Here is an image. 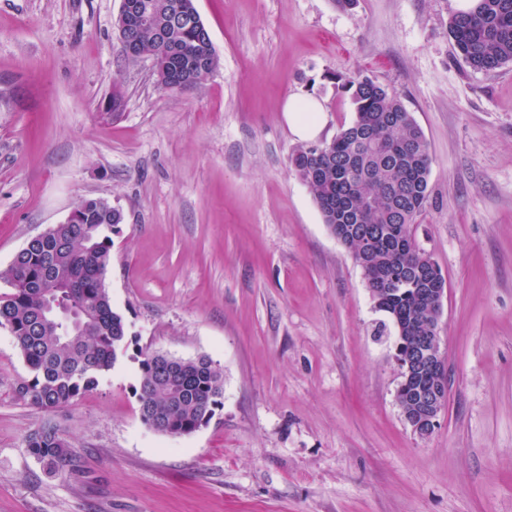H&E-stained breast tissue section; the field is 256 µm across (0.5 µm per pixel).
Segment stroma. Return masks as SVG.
Listing matches in <instances>:
<instances>
[{"mask_svg":"<svg viewBox=\"0 0 512 512\" xmlns=\"http://www.w3.org/2000/svg\"><path fill=\"white\" fill-rule=\"evenodd\" d=\"M121 4L0 0V270L107 198L127 326L98 387L52 412L18 398L31 372L0 328V512H512V64L456 55L454 0H196L219 63L165 93L150 58L123 56ZM358 74L402 99L432 156L415 235L447 282L448 401L425 439L362 271L290 168L286 98L322 102L328 141ZM146 351L223 369L206 427L142 422ZM46 423L73 445L56 474L26 450Z\"/></svg>","mask_w":512,"mask_h":512,"instance_id":"35a3bbf8","label":"stroma"}]
</instances>
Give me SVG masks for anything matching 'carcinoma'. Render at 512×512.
<instances>
[{"label": "carcinoma", "instance_id": "obj_1", "mask_svg": "<svg viewBox=\"0 0 512 512\" xmlns=\"http://www.w3.org/2000/svg\"><path fill=\"white\" fill-rule=\"evenodd\" d=\"M160 6L165 34L145 28L136 49L153 61L156 85L171 92L193 90L209 71L178 85L166 75L173 53L187 60L206 49L207 28L195 0H135ZM457 54L472 69L489 72L512 63V0H478L476 9L448 21ZM342 88L354 106L352 123L324 143L305 145L291 156L295 176L308 188L324 224L361 267L375 308L385 313L408 353L415 340L430 336L440 305L432 293L446 283L440 268L418 244L414 224L429 202L432 157L421 127L403 102L368 76H353ZM83 224H55L31 240L0 272L11 292L0 294V327L9 330L32 377L18 396L51 412L98 386L123 352L126 326L104 284L112 237L122 212L103 197L77 204ZM74 283L62 301L76 327L47 311L48 280ZM139 412L155 431L193 433L222 405L224 372L203 355L159 372L143 354ZM27 451L50 473L73 459L70 443L44 424L27 438Z\"/></svg>", "mask_w": 512, "mask_h": 512}]
</instances>
